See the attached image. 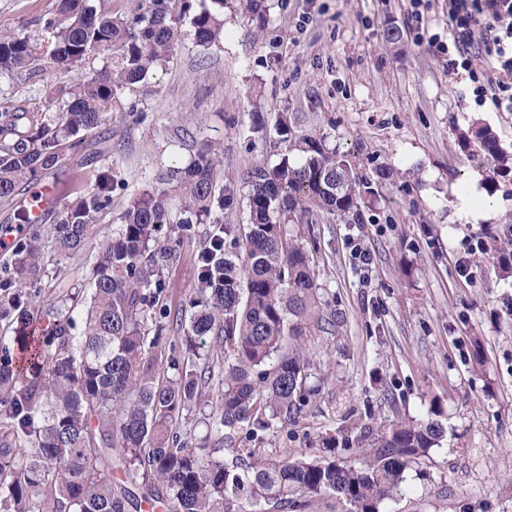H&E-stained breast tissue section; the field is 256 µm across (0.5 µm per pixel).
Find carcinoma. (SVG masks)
I'll list each match as a JSON object with an SVG mask.
<instances>
[{
    "label": "carcinoma",
    "instance_id": "carcinoma-1",
    "mask_svg": "<svg viewBox=\"0 0 512 512\" xmlns=\"http://www.w3.org/2000/svg\"><path fill=\"white\" fill-rule=\"evenodd\" d=\"M145 2L114 17L104 0H57L42 37L0 31V75L32 65L57 75L45 104L23 100L0 109V199L58 172L66 153L80 152L91 131L123 110L125 90L166 67L184 36L209 47L224 34V0ZM83 67L89 73L82 82L64 80ZM276 133L299 158L248 173L249 222H215L197 257L189 316L159 305L151 288H160L166 231L187 235L233 200V191L217 184L211 145L169 170L180 211L164 191L128 200L118 229L98 246L79 336L62 319L55 344L30 329L27 289L44 275L41 234L16 242L0 267V291L30 354L23 375L0 366V512H130L141 499L168 512H379L439 444L444 429L432 410L420 421L360 425L344 439V450L358 454L353 461L336 454L334 440L316 455L272 458L253 446L233 448L224 460V430L246 425L257 443L273 423L296 422L319 393L306 386L305 347L310 328L323 320L321 296L310 254L286 225L314 208L345 217L362 203L345 156L296 134L286 115ZM474 137L476 155L494 173L512 171L490 130L478 128ZM117 178L112 167L102 169L91 190L46 211L54 251L70 255L96 236L112 213ZM172 329L182 333L188 357L170 359L175 374L166 377L156 348ZM207 336L224 355L218 371L197 350ZM211 387L218 399L205 418L207 433L190 446L178 431L183 412ZM114 470L141 496L113 482Z\"/></svg>",
    "mask_w": 512,
    "mask_h": 512
}]
</instances>
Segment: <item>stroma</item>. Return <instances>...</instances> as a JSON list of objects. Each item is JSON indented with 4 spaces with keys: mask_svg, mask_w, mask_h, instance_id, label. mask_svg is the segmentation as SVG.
<instances>
[{
    "mask_svg": "<svg viewBox=\"0 0 512 512\" xmlns=\"http://www.w3.org/2000/svg\"><path fill=\"white\" fill-rule=\"evenodd\" d=\"M246 4L227 0L219 43L182 40L166 69L124 92L125 111L85 142L98 163L73 155L48 177L55 205L112 166L122 179L99 226L110 236L130 196L165 189L168 170L210 144L217 181L234 191L220 219L243 224L248 172L285 154L279 117L324 138L349 160L364 202L352 218L316 211L288 227L314 258L324 303L323 327L306 342L308 382L320 393L296 425L267 430L265 448L315 450L357 425L420 419L437 406L444 438L381 512H512V275L495 258V237L512 224V176L492 179L463 146L484 126L512 155V112L474 92L487 56L466 70L456 53L432 47L448 34V0H423L417 29L407 24L410 0H265L260 17ZM55 8L56 0H0V29L40 33ZM391 24L401 41L386 40ZM52 80L41 71L0 75V108L44 104ZM472 189L487 212L476 221L459 212L460 194ZM210 230L198 224L168 240L160 293L168 307L193 299ZM358 242L373 255L370 267L352 257ZM480 244L487 254L460 272L465 250ZM96 253L93 241L67 257L44 251L46 273L31 291L40 333L50 334L51 311L67 310L87 288Z\"/></svg>",
    "mask_w": 512,
    "mask_h": 512,
    "instance_id": "stroma-1",
    "label": "stroma"
}]
</instances>
